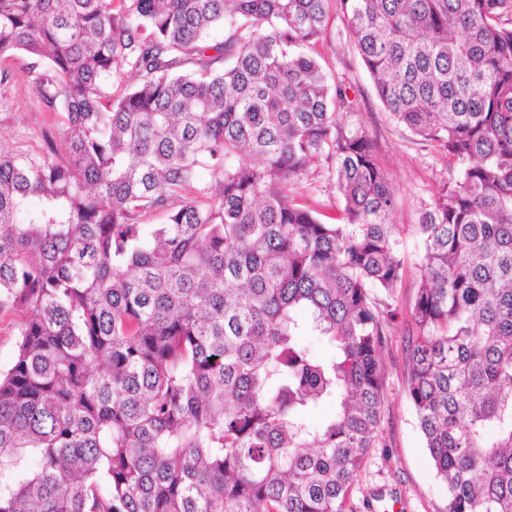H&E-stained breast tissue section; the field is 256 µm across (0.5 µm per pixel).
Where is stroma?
<instances>
[{
	"mask_svg": "<svg viewBox=\"0 0 512 512\" xmlns=\"http://www.w3.org/2000/svg\"><path fill=\"white\" fill-rule=\"evenodd\" d=\"M314 50L330 80L345 82L350 96L357 99L356 119L367 130L378 163L396 190L392 221L402 238L404 277L395 291L400 315L387 331L381 355L383 431L353 487V507L355 512H446L447 487L432 467L407 393L405 345L414 331L408 308L422 262L414 227L421 207L447 183L451 162L444 152L420 141L385 112L341 13L331 12L327 30ZM26 64L24 55H16L9 63L15 73L13 82L0 86V147L7 150H33L45 139L59 137L56 117L37 99L25 73ZM294 195L316 213L341 215L343 204L336 186L323 170L295 184Z\"/></svg>",
	"mask_w": 512,
	"mask_h": 512,
	"instance_id": "stroma-1",
	"label": "stroma"
}]
</instances>
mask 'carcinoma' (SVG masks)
Wrapping results in <instances>:
<instances>
[{"label":"carcinoma","mask_w":512,"mask_h":512,"mask_svg":"<svg viewBox=\"0 0 512 512\" xmlns=\"http://www.w3.org/2000/svg\"><path fill=\"white\" fill-rule=\"evenodd\" d=\"M333 1L384 110L456 161L407 390L446 512H512V0H0V63L61 128L0 148V512H353L404 265L311 51ZM320 166L340 224L292 195ZM21 321L22 315L18 313L0 315V368L2 369L7 368L13 360Z\"/></svg>","instance_id":"obj_1"}]
</instances>
